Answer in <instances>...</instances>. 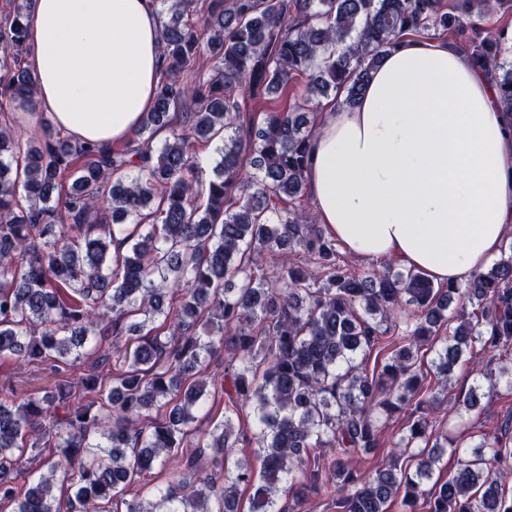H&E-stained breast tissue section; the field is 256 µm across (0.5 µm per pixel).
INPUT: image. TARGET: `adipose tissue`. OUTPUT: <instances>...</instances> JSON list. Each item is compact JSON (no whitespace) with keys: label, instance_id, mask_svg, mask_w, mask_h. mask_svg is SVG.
<instances>
[{"label":"adipose tissue","instance_id":"obj_1","mask_svg":"<svg viewBox=\"0 0 512 512\" xmlns=\"http://www.w3.org/2000/svg\"><path fill=\"white\" fill-rule=\"evenodd\" d=\"M27 62L57 131L108 150L129 142L159 82L152 0H31ZM307 190L353 257L465 284L512 236V116L452 42L401 36L350 108L326 107Z\"/></svg>","mask_w":512,"mask_h":512}]
</instances>
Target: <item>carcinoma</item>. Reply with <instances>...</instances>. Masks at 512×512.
<instances>
[{
    "instance_id": "cac0c4a2",
    "label": "carcinoma",
    "mask_w": 512,
    "mask_h": 512,
    "mask_svg": "<svg viewBox=\"0 0 512 512\" xmlns=\"http://www.w3.org/2000/svg\"><path fill=\"white\" fill-rule=\"evenodd\" d=\"M192 2L160 0L155 105L126 148L50 132L24 144L0 126V361L87 365L41 396L0 386V502L13 512H239L244 488L248 512H289L281 498L297 489L337 512H389L397 499L415 512L425 495L429 512H512V445L448 447L418 369L425 345L445 380L478 346L512 350V243L462 288L386 261L356 273L313 223L306 185L313 103L353 106L405 33L461 38L512 114V31L488 33L490 0L448 11L442 0H202L194 16ZM28 7L18 0L0 19V98L34 110ZM204 66L205 81L184 80ZM266 94L283 104L247 120ZM216 138L224 155L205 181L192 149ZM128 223L136 231L117 238ZM118 240L127 253L114 257ZM258 249L309 266L258 274ZM204 318L218 338L194 333ZM388 333L395 353L367 371L359 357ZM219 355L224 419L202 432L194 423ZM506 361L474 382L465 410L501 383L512 390V353ZM248 406L251 433L237 432L233 417ZM408 408L396 447L417 449L411 463L352 467L353 454L379 447V414ZM195 437L209 466L190 456L167 486L124 498ZM240 440L255 444L253 458L231 465ZM450 452L456 472L433 479ZM24 456L35 477L21 489Z\"/></svg>"
}]
</instances>
